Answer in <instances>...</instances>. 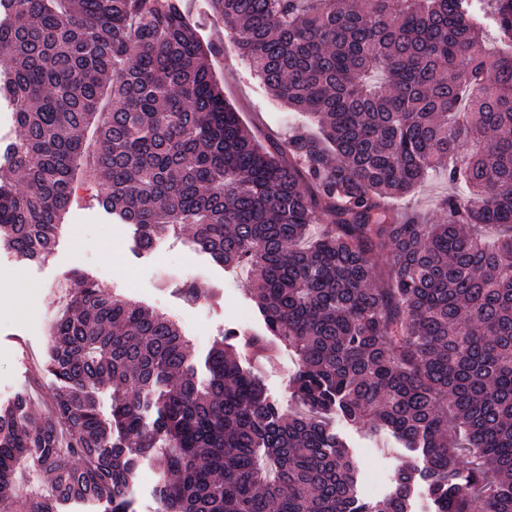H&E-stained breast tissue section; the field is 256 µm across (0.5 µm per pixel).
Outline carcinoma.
Returning <instances> with one entry per match:
<instances>
[{
    "label": "carcinoma",
    "instance_id": "carcinoma-1",
    "mask_svg": "<svg viewBox=\"0 0 512 512\" xmlns=\"http://www.w3.org/2000/svg\"><path fill=\"white\" fill-rule=\"evenodd\" d=\"M209 2L261 87L316 132L265 148L183 0H0V99L22 130L0 152V250L52 254L85 158L140 249L187 227L215 263L251 271L268 335L298 356L304 412L283 415L230 344L199 383L174 321L76 276L50 333L51 412L0 408V512H126L157 436L177 475L159 512H411L417 477L437 512H512V51H485L476 0ZM489 2L512 44V0ZM435 173L447 219H399L389 201ZM335 412L421 449L392 498L356 496ZM21 460L47 492H14Z\"/></svg>",
    "mask_w": 512,
    "mask_h": 512
}]
</instances>
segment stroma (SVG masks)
<instances>
[{"mask_svg": "<svg viewBox=\"0 0 512 512\" xmlns=\"http://www.w3.org/2000/svg\"><path fill=\"white\" fill-rule=\"evenodd\" d=\"M185 5L196 31L213 48L211 72L227 101L262 144L287 138L298 117L260 88L206 0H185ZM160 247L166 259L140 250L132 227L118 223L91 191L82 190L63 219L58 245L48 260L22 261L0 251V405L23 396L34 414L48 413L55 380L47 370V324L64 306L60 283L77 271L114 297L171 316L190 343L198 379L207 376L210 348L227 337L269 401L283 413L298 411L291 387L299 368L297 356L282 345L264 355L250 350L254 340L266 335L252 299L250 272L215 265L187 232L163 239ZM329 427L355 461L359 486L374 483L393 489L398 470L421 460L418 450L405 447L390 432L352 424L341 414L331 415Z\"/></svg>", "mask_w": 512, "mask_h": 512, "instance_id": "35a3bbf8", "label": "stroma"}]
</instances>
